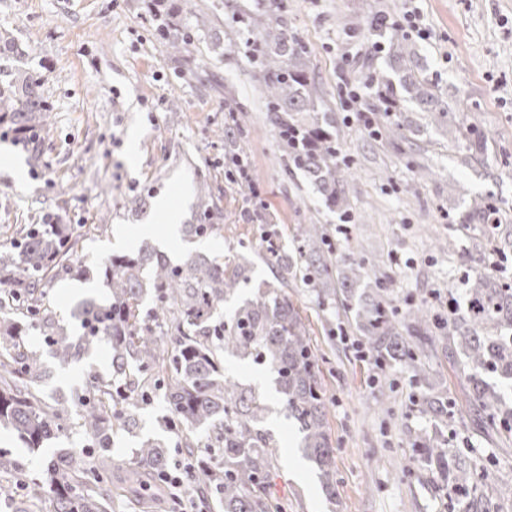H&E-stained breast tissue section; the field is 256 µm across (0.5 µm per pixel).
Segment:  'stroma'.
Wrapping results in <instances>:
<instances>
[{"label":"stroma","mask_w":512,"mask_h":512,"mask_svg":"<svg viewBox=\"0 0 512 512\" xmlns=\"http://www.w3.org/2000/svg\"><path fill=\"white\" fill-rule=\"evenodd\" d=\"M211 27L194 29L179 13L175 25L189 32L191 52L171 56L147 8V0H0V33L36 55L14 60L16 68L47 74L53 119L40 164L22 145L0 139V247L9 245L17 224H96L109 229L85 238L84 252L101 261L138 252L144 245L172 262L189 254L244 257L253 266L252 283L224 304L232 312L254 284L273 281L266 261L264 227L277 232L276 244L293 248L294 228L326 225L340 251H352L368 267L384 269L396 303L406 307L430 293L463 299L472 269L497 264V276L512 284V0H286L288 25L306 46L316 82L336 120L338 161L354 176L350 204L325 206L299 172L284 173L274 128L252 78L249 50L215 45L213 31L234 36L238 24L224 0H193ZM417 10L430 32L416 46L439 88H453L460 102L454 120L488 137L487 164L475 169L457 162L459 147L437 125L413 142L389 143L384 129L369 130L349 94L365 85L383 56L364 28L368 16L396 18ZM246 112L239 162L224 144L229 109ZM244 164L254 185L234 184ZM429 179L417 180L420 166ZM207 184L211 201L224 213L220 236L187 240L169 226L192 223L198 186ZM494 198L503 218L497 228L463 224L450 209L459 190ZM145 195V211L134 208ZM349 226L348 234L337 231ZM447 250L434 247L435 239ZM283 292L298 308L322 356V383L336 450V498L328 500L314 465L299 450L300 433L284 416L271 374L248 361L228 358L226 376L263 393L270 411L262 424L275 441L278 470L274 495L286 512H512V431L490 420L468 398L470 386L451 353H429L426 362L444 411L432 417L413 411L417 389L409 373L389 369L383 385L357 352L360 339L341 308L320 304L301 281ZM104 303L108 289L95 280L63 274L46 290L45 304L69 334H79L72 311L81 297ZM112 351L100 343L95 354L59 366L47 359L49 376L41 395L51 402L84 391L90 374L112 376ZM133 434H119L112 452L132 462L139 440L162 435L166 411L160 402L139 406ZM439 437L480 479L466 493L452 492L437 469L411 443L417 436ZM0 454L16 472L0 483L40 479L43 451L24 448L0 427Z\"/></svg>","instance_id":"stroma-1"}]
</instances>
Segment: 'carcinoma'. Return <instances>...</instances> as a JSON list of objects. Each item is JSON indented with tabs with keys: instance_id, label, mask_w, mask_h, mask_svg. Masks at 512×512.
<instances>
[{
	"instance_id": "1",
	"label": "carcinoma",
	"mask_w": 512,
	"mask_h": 512,
	"mask_svg": "<svg viewBox=\"0 0 512 512\" xmlns=\"http://www.w3.org/2000/svg\"><path fill=\"white\" fill-rule=\"evenodd\" d=\"M153 17L175 54L190 52V41L171 32V0H154ZM238 34L250 47L254 78L266 91L268 121L277 130L286 166L301 172L330 209L348 205L351 175L338 160L331 112L325 107L308 51L288 28L284 0H266L259 13L236 5ZM375 48H387L385 70L370 76L367 111L376 125L401 139L415 136L420 125L409 112L433 117L451 142L465 141L461 161L485 165L487 139L448 119L459 111L449 96L428 77L401 28L381 14L367 21ZM0 38V61L29 56ZM45 78L35 72L13 73L0 65V127L39 163L41 134L50 126ZM244 115H231L224 142L236 146ZM462 224H499L495 202L483 196L463 201ZM224 213L205 202L196 223L185 225L187 236L206 238L221 230ZM102 229L92 224L83 232L70 224H26L11 246L0 249V425L11 427L26 447L38 450L79 427L90 462L80 468L75 450L59 448L43 464L44 480L27 484L37 493L48 487L55 512H115L126 503L131 512H178L159 477L168 472L169 442L153 437L139 442L135 465L126 471L130 494L112 489V471L123 462L112 454V438L136 427L133 400L147 404L162 391L166 430L180 436L194 459L196 448H210V461L197 467L203 487L200 498L219 500L220 512H284L270 485L276 469L271 434L260 428L269 412L267 399L224 376V358L251 361L275 374V390L286 416L302 434L304 455L316 466L327 494L336 495L335 448L327 419L319 356L298 310L282 288L302 274L321 303L339 304L362 336L381 371L399 365L419 385L414 406L422 414L443 412L425 366L427 354L453 345L460 349L459 368L472 385L473 399L487 415L512 426V407L482 379L486 371L512 380V285L476 270L466 281V301L442 322L422 304L394 305L388 276L363 264L336 258L323 224L295 228L296 256L273 249L275 281L262 282L257 292L239 302L224 321V301L250 279V262L224 263L207 253L191 254L173 264L162 252L143 248L136 254L113 255L95 264L106 282L105 304L87 300L74 313L83 330L73 339L44 307L43 288L59 271L84 280L90 268L78 255L80 239ZM152 307L144 309L146 301ZM38 334L50 354L64 366L86 355L102 341L112 349V378L90 375L83 393L50 404L40 397L47 376L41 354L27 338ZM423 458L447 479L448 487L465 491L476 470L453 460V453L435 437L415 440Z\"/></svg>"
}]
</instances>
